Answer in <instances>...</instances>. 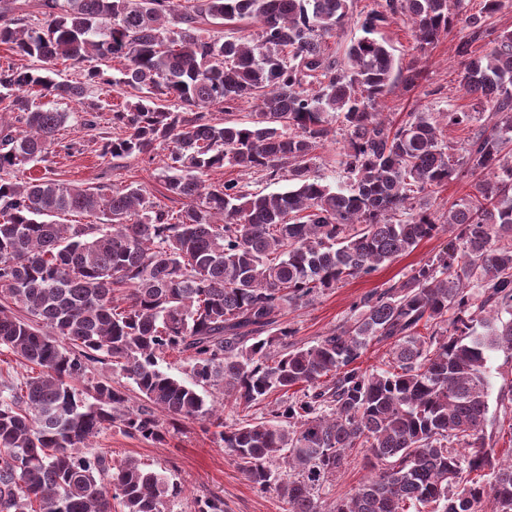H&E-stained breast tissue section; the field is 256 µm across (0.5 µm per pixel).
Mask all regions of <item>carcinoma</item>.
I'll use <instances>...</instances> for the list:
<instances>
[{
	"mask_svg": "<svg viewBox=\"0 0 512 512\" xmlns=\"http://www.w3.org/2000/svg\"><path fill=\"white\" fill-rule=\"evenodd\" d=\"M187 2L41 0L49 20L39 29L0 0V44L41 62L0 65V348L36 371L0 393V512H112L114 500L123 512H164L180 485L132 458L114 465L90 444L112 426L161 443L158 411L218 428L224 454L257 490L276 491L286 512H512V458L496 461L485 435L486 353L512 354V31L482 56L471 50L506 0H483L455 46L463 96L490 104L494 118L457 148L430 112L393 121L379 110L395 83L408 90L422 78L395 69L379 28L402 16L424 50L455 24L448 0H380L341 59L324 38L353 0ZM204 17L251 19L259 32L249 43L206 36ZM58 59H117L120 77L93 67L58 80ZM93 84L139 90L112 110L115 135L101 154L150 164L171 147L160 178L180 209L139 185L107 193L47 175L10 178L45 160L70 118L31 93L82 104L93 129ZM249 99L250 120L231 118ZM333 119L346 130L347 188L312 174ZM226 166L285 175L288 187L206 184ZM463 173L476 178L473 191L435 217L429 199ZM70 212L107 223L57 221ZM444 228L455 243L407 279L362 296L354 317L315 344L292 340L288 309ZM381 343L391 346L387 368L362 367ZM170 351L187 355L194 386L158 368ZM94 363L131 380L143 403L130 404L110 377L90 395L78 390ZM199 387L232 399L240 418L224 425ZM272 396L270 418L250 414ZM361 452L381 468L322 501Z\"/></svg>",
	"mask_w": 512,
	"mask_h": 512,
	"instance_id": "obj_1",
	"label": "carcinoma"
}]
</instances>
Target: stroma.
<instances>
[{"mask_svg": "<svg viewBox=\"0 0 512 512\" xmlns=\"http://www.w3.org/2000/svg\"><path fill=\"white\" fill-rule=\"evenodd\" d=\"M380 34L390 44L398 68L414 65L424 70L415 89L408 91L400 85L393 87L383 101L385 112L396 118L412 110H471V101L459 89L463 66L454 53V45L462 35L461 27H454L447 38L424 52L418 48L411 24L401 18L389 19ZM89 94L104 105L96 129L88 130L82 126L80 104H64L63 109L70 112L71 118L61 129L59 138L74 144V152L58 151L50 154L46 161L21 166L16 173L17 179L24 181L45 173L73 183H91L111 189L136 182L162 205L172 210L180 209V201L168 197L154 167L137 158L112 162L99 155L102 138L112 134L111 105L123 100L135 101V91L124 86L96 84L90 87ZM452 239L451 233L440 232L421 241L412 252L381 267L371 276L339 283L312 304L290 310L287 320L296 330V342L315 344L321 336L350 320L352 306L362 295L404 280L411 268L433 258ZM486 373L490 382L486 432L497 437V458L502 461L507 457V448L512 446V419L506 418L500 407L501 396L512 392V359L501 351L490 353ZM92 446L112 463L133 458L181 484V496L167 501L165 512H190L194 500L205 498L222 499L224 512H285L284 503L276 492H261L254 488L231 458L225 456L213 433L204 430L201 423H181L159 444L128 436L113 427L94 438Z\"/></svg>", "mask_w": 512, "mask_h": 512, "instance_id": "obj_1", "label": "stroma"}]
</instances>
